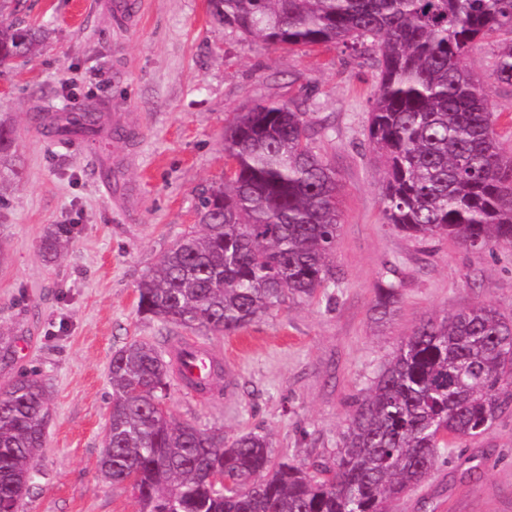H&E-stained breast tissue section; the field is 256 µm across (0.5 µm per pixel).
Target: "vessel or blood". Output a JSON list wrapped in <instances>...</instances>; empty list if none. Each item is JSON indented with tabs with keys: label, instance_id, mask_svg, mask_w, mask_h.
Listing matches in <instances>:
<instances>
[{
	"label": "vessel or blood",
	"instance_id": "vessel-or-blood-1",
	"mask_svg": "<svg viewBox=\"0 0 512 512\" xmlns=\"http://www.w3.org/2000/svg\"><path fill=\"white\" fill-rule=\"evenodd\" d=\"M177 386L204 398L211 387L224 381V356L191 336L175 337L167 347Z\"/></svg>",
	"mask_w": 512,
	"mask_h": 512
}]
</instances>
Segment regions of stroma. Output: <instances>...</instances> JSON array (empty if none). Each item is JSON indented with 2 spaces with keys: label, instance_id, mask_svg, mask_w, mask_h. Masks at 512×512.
I'll return each mask as SVG.
<instances>
[{
  "label": "stroma",
  "instance_id": "obj_1",
  "mask_svg": "<svg viewBox=\"0 0 512 512\" xmlns=\"http://www.w3.org/2000/svg\"><path fill=\"white\" fill-rule=\"evenodd\" d=\"M114 0H26L48 28L25 69L0 67V123L16 132L17 173L0 203V386L38 372L50 393L46 445L20 512H137L128 485L99 471L112 389L108 366L135 340L168 346L182 328L137 310V285L194 224L202 191L222 179L224 129L237 113L277 101L327 129L318 142L341 184L327 294L291 302L228 335L205 340L224 355L223 395L199 401L171 387L179 421L233 435L270 434L274 453L299 462L334 455L353 394L366 390L401 338L425 316L480 302L512 318V248L472 250L413 238L386 224L381 167L366 137L377 81L375 48L291 49L211 20L207 0H134L116 26ZM86 104L110 113L131 139L92 147L47 140L30 112ZM121 162L125 183L102 179L96 160ZM73 228L65 255L40 260L47 230ZM399 282L392 321L374 323L380 280ZM481 462L480 480L466 458ZM396 512H512V413L456 448Z\"/></svg>",
  "mask_w": 512,
  "mask_h": 512
}]
</instances>
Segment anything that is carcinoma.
I'll use <instances>...</instances> for the list:
<instances>
[{
  "mask_svg": "<svg viewBox=\"0 0 512 512\" xmlns=\"http://www.w3.org/2000/svg\"><path fill=\"white\" fill-rule=\"evenodd\" d=\"M0 0V65L30 62L47 29ZM210 17L244 36L353 51L372 40L378 77L369 145L382 164L385 223L412 237L469 248L512 245V154L500 147L491 86L466 59L485 39L495 82L512 85V0H207ZM45 137L95 141L94 107L30 115ZM319 131L299 106L259 103L224 130V180L203 193L189 231L137 286L146 318L230 334L288 302L314 299L341 273L336 169L313 146ZM16 135L0 126V166ZM71 229L47 231L51 263ZM400 285L379 282L373 311L389 320ZM109 433L99 467L129 483L138 512H392L436 470L439 449L486 434L512 411V319L481 302L429 316L404 337L369 389L350 399L331 458L275 460L262 432L226 435L177 421L156 405L173 374L161 347L135 341L112 353ZM49 390L36 374L0 388V512H19L43 447ZM224 474V483L209 479Z\"/></svg>",
  "mask_w": 512,
  "mask_h": 512,
  "instance_id": "1",
  "label": "carcinoma"
}]
</instances>
